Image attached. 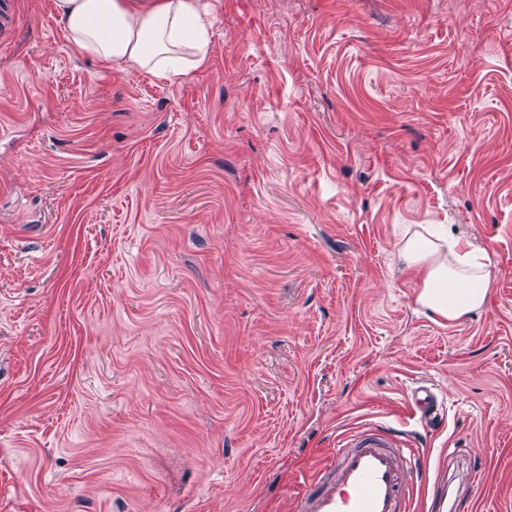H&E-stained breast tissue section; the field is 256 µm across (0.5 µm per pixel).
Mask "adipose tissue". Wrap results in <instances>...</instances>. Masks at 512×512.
Wrapping results in <instances>:
<instances>
[{"mask_svg": "<svg viewBox=\"0 0 512 512\" xmlns=\"http://www.w3.org/2000/svg\"><path fill=\"white\" fill-rule=\"evenodd\" d=\"M55 6L78 50L118 69L173 83L211 54L212 18L200 0H55ZM398 256L418 272L415 301L434 320L458 323L485 307L490 270L461 240L408 229Z\"/></svg>", "mask_w": 512, "mask_h": 512, "instance_id": "obj_1", "label": "adipose tissue"}]
</instances>
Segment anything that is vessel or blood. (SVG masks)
Segmentation results:
<instances>
[{
	"instance_id": "obj_1",
	"label": "vessel or blood",
	"mask_w": 512,
	"mask_h": 512,
	"mask_svg": "<svg viewBox=\"0 0 512 512\" xmlns=\"http://www.w3.org/2000/svg\"><path fill=\"white\" fill-rule=\"evenodd\" d=\"M411 411L421 420L436 417V394L426 383L407 392ZM410 434L376 426L344 437L320 488L303 495L299 512H411L404 491L405 449Z\"/></svg>"
}]
</instances>
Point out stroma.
<instances>
[{
  "label": "stroma",
  "instance_id": "1",
  "mask_svg": "<svg viewBox=\"0 0 512 512\" xmlns=\"http://www.w3.org/2000/svg\"><path fill=\"white\" fill-rule=\"evenodd\" d=\"M170 83L0 31V512H298L416 436L415 512H512V0H219ZM492 262L439 324L406 227ZM432 384L442 427L409 419Z\"/></svg>",
  "mask_w": 512,
  "mask_h": 512
}]
</instances>
